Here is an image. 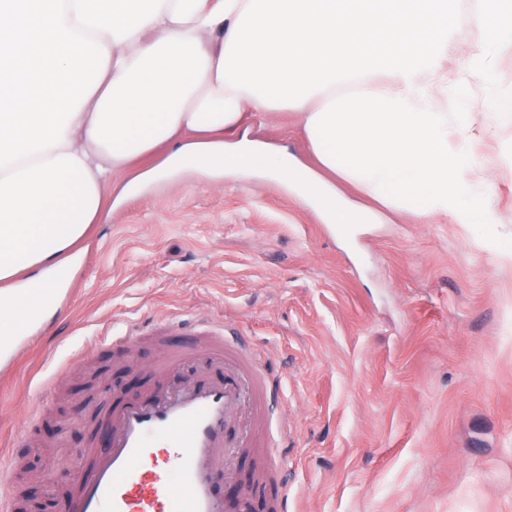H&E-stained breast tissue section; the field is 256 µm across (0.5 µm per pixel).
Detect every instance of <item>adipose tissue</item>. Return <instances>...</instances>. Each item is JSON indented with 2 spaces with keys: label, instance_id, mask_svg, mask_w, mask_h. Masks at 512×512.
<instances>
[{
  "label": "adipose tissue",
  "instance_id": "adipose-tissue-1",
  "mask_svg": "<svg viewBox=\"0 0 512 512\" xmlns=\"http://www.w3.org/2000/svg\"><path fill=\"white\" fill-rule=\"evenodd\" d=\"M443 2L0 0V352L54 312L73 245L112 218L114 176L165 146L171 169L276 173L331 224L386 210L495 223L475 177L492 164L457 109L486 54L467 49L455 77L440 74L455 25ZM475 19L512 44V0H479ZM282 109L300 112L320 171L237 139L246 113Z\"/></svg>",
  "mask_w": 512,
  "mask_h": 512
}]
</instances>
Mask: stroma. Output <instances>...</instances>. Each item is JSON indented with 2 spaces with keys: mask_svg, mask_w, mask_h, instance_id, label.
I'll return each mask as SVG.
<instances>
[{
  "mask_svg": "<svg viewBox=\"0 0 512 512\" xmlns=\"http://www.w3.org/2000/svg\"><path fill=\"white\" fill-rule=\"evenodd\" d=\"M466 102L493 157L494 224L386 213L341 235L276 176L188 166L128 195L80 244L71 290L0 375V459L24 457L0 494L30 496L43 467L104 431L106 395L156 381L151 339L128 327L202 315L238 327L279 380L288 445L274 455L289 512H512V46ZM248 139L317 162L294 111L259 114ZM108 352L92 350L102 335Z\"/></svg>",
  "mask_w": 512,
  "mask_h": 512,
  "instance_id": "obj_1",
  "label": "stroma"
}]
</instances>
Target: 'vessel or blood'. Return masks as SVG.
Instances as JSON below:
<instances>
[{"label": "vessel or blood", "instance_id": "vessel-or-blood-1", "mask_svg": "<svg viewBox=\"0 0 512 512\" xmlns=\"http://www.w3.org/2000/svg\"><path fill=\"white\" fill-rule=\"evenodd\" d=\"M162 342L147 393L108 402L105 439L79 449L80 477L58 512H224L223 490L239 487L247 451L265 440L274 382L240 336L198 317H169L137 329ZM252 493L288 512V487L273 464L255 473Z\"/></svg>", "mask_w": 512, "mask_h": 512}]
</instances>
